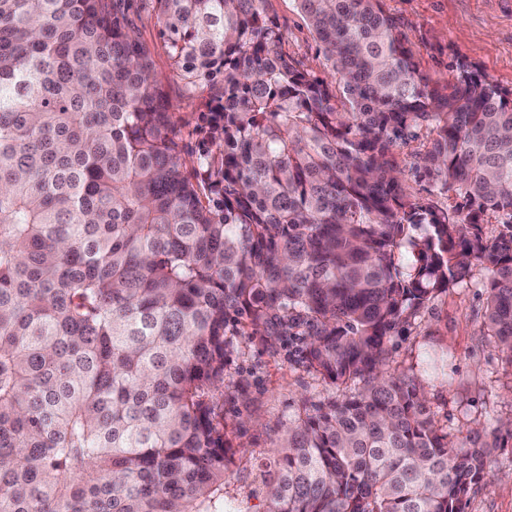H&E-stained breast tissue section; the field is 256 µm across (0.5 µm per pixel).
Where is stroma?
<instances>
[{"label": "stroma", "mask_w": 512, "mask_h": 512, "mask_svg": "<svg viewBox=\"0 0 512 512\" xmlns=\"http://www.w3.org/2000/svg\"><path fill=\"white\" fill-rule=\"evenodd\" d=\"M386 12L410 41L421 71L435 83L452 82L463 58L491 82L512 90V0H383ZM265 11L286 36L283 50L315 75L323 58L295 0H266ZM134 32L149 49L172 111L193 120L199 101L172 71L156 14L134 0ZM483 273L468 286L442 292L422 307L402 334L387 344L385 369L417 374L438 428L453 437L512 417V363L483 325ZM297 337L263 340L238 336L224 371V435L235 461L224 474L229 498L242 512H263L265 478L275 464L281 431L303 408L339 395L310 369ZM489 466L501 480L472 494L466 512H512V446L494 449Z\"/></svg>", "instance_id": "1"}]
</instances>
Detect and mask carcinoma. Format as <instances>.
<instances>
[{
  "label": "carcinoma",
  "instance_id": "1",
  "mask_svg": "<svg viewBox=\"0 0 512 512\" xmlns=\"http://www.w3.org/2000/svg\"><path fill=\"white\" fill-rule=\"evenodd\" d=\"M263 2L151 0L203 107L188 161L130 0H0V512H241L234 336H303L345 386L289 421L265 512H465L491 482L512 420L455 443L380 366L478 266L512 358V90L431 82L382 0H296L328 82Z\"/></svg>",
  "mask_w": 512,
  "mask_h": 512
}]
</instances>
